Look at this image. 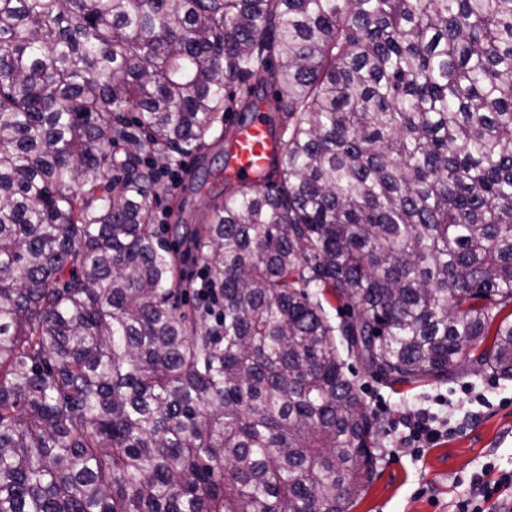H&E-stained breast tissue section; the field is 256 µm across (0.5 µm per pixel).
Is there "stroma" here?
<instances>
[{
  "instance_id": "1",
  "label": "stroma",
  "mask_w": 512,
  "mask_h": 512,
  "mask_svg": "<svg viewBox=\"0 0 512 512\" xmlns=\"http://www.w3.org/2000/svg\"><path fill=\"white\" fill-rule=\"evenodd\" d=\"M174 161L186 164L188 171L178 188L162 186L152 208L154 213H167L159 234L182 258L185 274L193 278L202 262L190 253L188 241L175 227L185 224L195 228L210 222L214 204L224 195L220 187L201 189L197 183L204 170L223 165L224 154L213 145L200 153L175 156ZM347 364L367 405L383 406L375 414V475L350 512H454L458 497L472 478L483 473L486 462L496 465L488 474L493 480L499 471L512 470V380L476 376L465 368L445 383L390 387L378 381L357 358L348 357ZM439 394L453 404L448 412L453 431L422 458H414L395 435L388 433L387 422L405 408L431 406Z\"/></svg>"
}]
</instances>
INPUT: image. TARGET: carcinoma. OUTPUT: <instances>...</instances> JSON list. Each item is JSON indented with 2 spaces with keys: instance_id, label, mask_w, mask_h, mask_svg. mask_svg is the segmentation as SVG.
I'll use <instances>...</instances> for the list:
<instances>
[{
  "instance_id": "1",
  "label": "carcinoma",
  "mask_w": 512,
  "mask_h": 512,
  "mask_svg": "<svg viewBox=\"0 0 512 512\" xmlns=\"http://www.w3.org/2000/svg\"><path fill=\"white\" fill-rule=\"evenodd\" d=\"M261 105L279 150L186 230L215 326L140 155ZM509 307L512 0H0V512H349L336 336L394 386L491 335L512 378Z\"/></svg>"
}]
</instances>
